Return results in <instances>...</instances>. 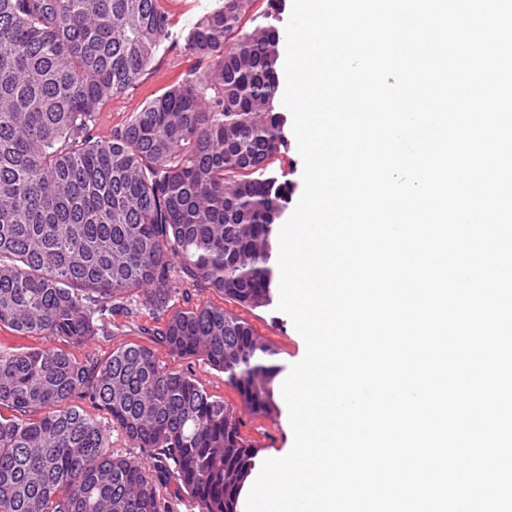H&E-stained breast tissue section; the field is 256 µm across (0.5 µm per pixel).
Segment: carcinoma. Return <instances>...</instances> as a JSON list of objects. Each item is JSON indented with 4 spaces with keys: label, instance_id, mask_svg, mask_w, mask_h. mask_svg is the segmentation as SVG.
Here are the masks:
<instances>
[{
    "label": "carcinoma",
    "instance_id": "obj_1",
    "mask_svg": "<svg viewBox=\"0 0 512 512\" xmlns=\"http://www.w3.org/2000/svg\"><path fill=\"white\" fill-rule=\"evenodd\" d=\"M224 0L184 39L198 67L108 137L98 112L168 38L161 0H0V324L81 345L142 305L171 356L202 355L244 408L275 407L277 352L215 305L172 309L186 282L272 302L273 227L291 195L277 0ZM87 399L154 461L109 449ZM0 512H161L159 487L237 512L257 450L224 400L128 343L102 363L0 354Z\"/></svg>",
    "mask_w": 512,
    "mask_h": 512
}]
</instances>
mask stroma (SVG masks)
Masks as SVG:
<instances>
[{
  "label": "stroma",
  "instance_id": "stroma-1",
  "mask_svg": "<svg viewBox=\"0 0 512 512\" xmlns=\"http://www.w3.org/2000/svg\"><path fill=\"white\" fill-rule=\"evenodd\" d=\"M224 0H162L169 13L171 34L156 50L154 58L135 84L124 94L106 102L98 116L96 133L108 136L114 127L125 124L131 113L138 111L146 100L161 94L181 82L187 73L197 67L195 57L183 50L184 37L204 15L222 6ZM216 305L235 312L245 319L256 334L277 352L276 362L282 369L300 361L305 354V342L291 319L276 307L247 309L208 289L188 286L186 295L176 297L175 308L187 309ZM152 311L137 306L111 317L107 333L97 336L84 346L63 344L62 349L78 361L105 360L112 350L128 343L149 344L146 328L156 325ZM156 354L166 368L182 371L199 380L210 394L221 397L225 404L238 409L242 436L259 450L260 459L283 456L289 444L290 420L283 397H276V407L270 413L254 415L241 408L238 391L225 381L224 375L207 365L199 357L175 358L164 349Z\"/></svg>",
  "mask_w": 512,
  "mask_h": 512
}]
</instances>
